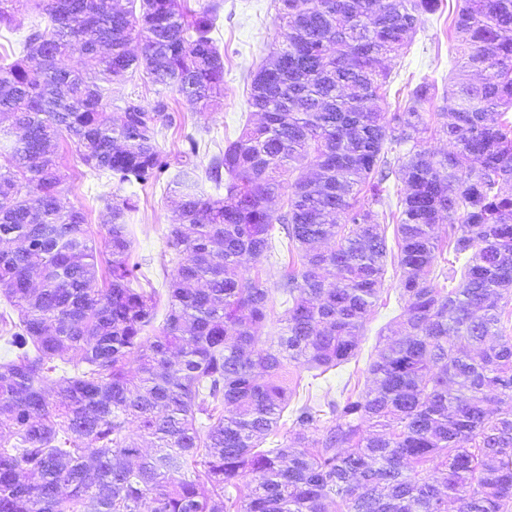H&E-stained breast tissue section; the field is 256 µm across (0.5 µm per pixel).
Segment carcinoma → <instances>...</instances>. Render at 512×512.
<instances>
[{
	"label": "carcinoma",
	"instance_id": "carcinoma-1",
	"mask_svg": "<svg viewBox=\"0 0 512 512\" xmlns=\"http://www.w3.org/2000/svg\"><path fill=\"white\" fill-rule=\"evenodd\" d=\"M17 3L0 0L11 34ZM26 3L25 35L0 52V295L17 313L0 314L13 355L0 363V512H447L450 500L512 512V410L501 408L512 400V196L499 188L512 181V0H458L448 88L439 97L422 81L392 112L380 105L385 60L406 53L441 0H275L283 40L249 74L262 121L226 140L203 177L195 136L174 158L158 136L184 124L168 92L203 109L224 100L221 3ZM73 52L83 69L59 67ZM136 75L153 103L130 94L106 111L112 83ZM437 98L451 122L434 126ZM428 133L448 152L419 148ZM63 139L83 176L165 183L176 222L161 325L163 293L131 261L134 196L107 199L97 249L86 214L62 199ZM393 145L405 152L391 159ZM393 176L407 183L395 204ZM389 219L404 314L368 366L373 387L289 408L291 363L318 379L357 356ZM332 239L334 250L316 248ZM245 257L280 267L281 333L266 348L256 328L270 292L242 276ZM288 410L285 441L260 449Z\"/></svg>",
	"mask_w": 512,
	"mask_h": 512
}]
</instances>
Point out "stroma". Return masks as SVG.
Here are the masks:
<instances>
[{
    "instance_id": "35a3bbf8",
    "label": "stroma",
    "mask_w": 512,
    "mask_h": 512,
    "mask_svg": "<svg viewBox=\"0 0 512 512\" xmlns=\"http://www.w3.org/2000/svg\"><path fill=\"white\" fill-rule=\"evenodd\" d=\"M456 4L457 0H442L439 11L414 35L406 55L390 61L389 67L395 77L387 89L388 110H395L402 102L408 84L427 78L435 81L438 88L447 85L449 72L458 57L453 32L449 28ZM216 37L224 51L223 107L203 111L182 96H174V106L184 115L185 127L164 131L158 138L161 148L174 156L183 148L184 134L194 135L201 145L197 163L202 168L207 167L211 157L223 148L226 139L235 138L253 117L248 104L246 77L249 71L266 61L280 38L273 0H224ZM58 153L67 175L65 201L86 212L91 236L103 240L109 220L105 200L116 193V184L105 178L93 180L79 176L75 167L77 152L72 143H61ZM173 219V205L163 187L140 191L138 208L128 221L133 240L132 258L149 264L152 274L161 271L168 251V228ZM398 293L395 272L387 270L384 291L359 337L356 359L337 370L332 379L334 393H341L348 384H370L367 368L386 344L388 328L395 326L403 312Z\"/></svg>"
}]
</instances>
